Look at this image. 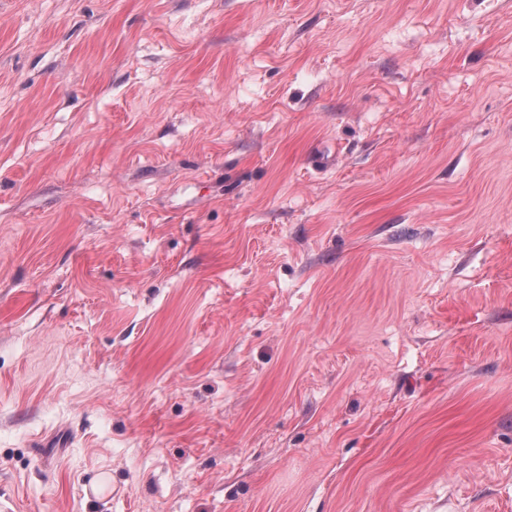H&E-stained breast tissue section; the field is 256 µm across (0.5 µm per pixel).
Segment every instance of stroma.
<instances>
[{
  "mask_svg": "<svg viewBox=\"0 0 512 512\" xmlns=\"http://www.w3.org/2000/svg\"><path fill=\"white\" fill-rule=\"evenodd\" d=\"M512 512V0H0V503Z\"/></svg>",
  "mask_w": 512,
  "mask_h": 512,
  "instance_id": "1",
  "label": "stroma"
}]
</instances>
